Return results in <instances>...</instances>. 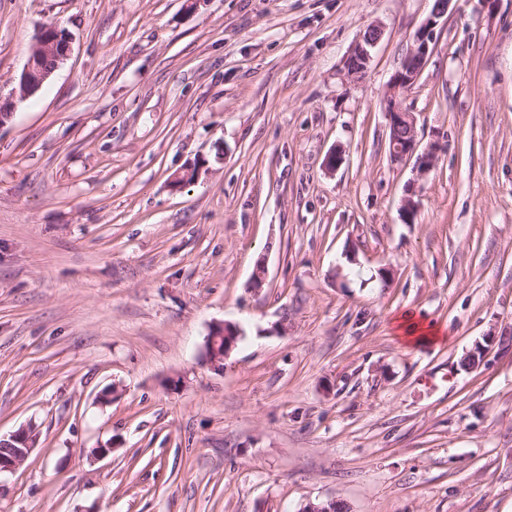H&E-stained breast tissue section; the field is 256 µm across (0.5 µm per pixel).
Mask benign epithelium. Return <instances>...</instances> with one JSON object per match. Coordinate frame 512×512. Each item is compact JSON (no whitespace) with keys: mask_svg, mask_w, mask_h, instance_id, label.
<instances>
[{"mask_svg":"<svg viewBox=\"0 0 512 512\" xmlns=\"http://www.w3.org/2000/svg\"><path fill=\"white\" fill-rule=\"evenodd\" d=\"M450 0H435L431 13L417 28L413 36V48L402 61L388 83L386 93V112L388 116L389 144L391 159L401 162L416 157V169L423 173L435 163L441 147L431 143L418 150L416 120L412 113L403 109L398 101L399 95L411 89L417 82L424 64L432 52L433 32L440 20L448 12ZM381 37V30L369 27L358 40L344 61L347 75L354 77L365 72L371 58V51ZM70 49V38L48 40L45 33L36 39L28 62L20 74L21 96H30L38 90L49 76L65 60ZM54 59V64L46 67L43 59ZM241 329L230 323L214 324L206 337L203 356L213 368L222 369L220 363L228 357L236 346ZM34 440L27 428H20L8 437H0V474L12 472L20 465L33 449Z\"/></svg>","mask_w":512,"mask_h":512,"instance_id":"1","label":"benign epithelium"}]
</instances>
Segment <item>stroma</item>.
Returning <instances> with one entry per match:
<instances>
[{
	"label": "stroma",
	"mask_w": 512,
	"mask_h": 512,
	"mask_svg": "<svg viewBox=\"0 0 512 512\" xmlns=\"http://www.w3.org/2000/svg\"><path fill=\"white\" fill-rule=\"evenodd\" d=\"M432 5L0 0V435L35 434L0 512H512V0L436 28L420 176L384 96ZM50 25L69 55L20 98ZM404 310L444 340L403 347ZM381 37V30L376 26L369 27L358 40L344 61V69L348 76L354 77L365 72L371 58V51ZM240 336L241 329L230 323L214 324L206 337L203 356L214 369L222 370L224 368V360L236 346ZM222 363L223 366H220Z\"/></svg>",
	"instance_id": "stroma-1"
}]
</instances>
